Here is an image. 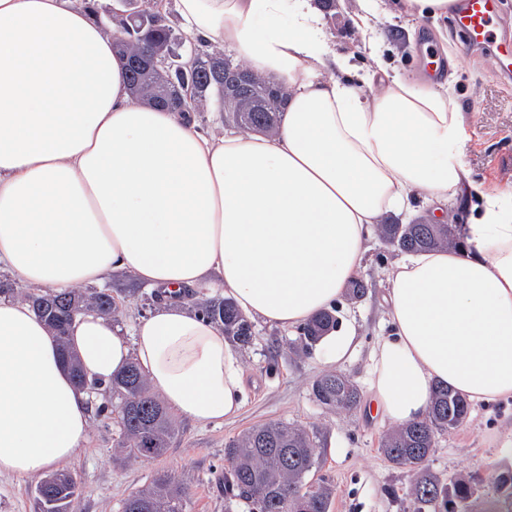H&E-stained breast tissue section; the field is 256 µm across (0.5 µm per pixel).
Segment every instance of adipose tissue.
<instances>
[{"instance_id": "ef3b65f1", "label": "adipose tissue", "mask_w": 512, "mask_h": 512, "mask_svg": "<svg viewBox=\"0 0 512 512\" xmlns=\"http://www.w3.org/2000/svg\"><path fill=\"white\" fill-rule=\"evenodd\" d=\"M165 2L194 39L287 85L274 134L205 135L194 113L133 100L111 32L73 0H0V269L54 292L127 271L161 295L128 330L74 319L84 373L107 382L133 363L177 414L232 418L241 357L186 293L221 292L290 331L341 299L385 216L463 201L461 246L386 272L391 331L368 393L398 426L427 417L439 382L511 399L512 191L473 183L456 99L403 77L373 35L386 13L445 15L455 0H359L366 67L331 45L317 0ZM91 413L47 324L0 298V474L71 462Z\"/></svg>"}]
</instances>
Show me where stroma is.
<instances>
[{"instance_id":"1","label":"stroma","mask_w":512,"mask_h":512,"mask_svg":"<svg viewBox=\"0 0 512 512\" xmlns=\"http://www.w3.org/2000/svg\"><path fill=\"white\" fill-rule=\"evenodd\" d=\"M322 9L337 50L361 55L362 42L353 16L358 0H323ZM377 35L392 61L408 79L420 78L415 47L429 40L443 49L449 68L439 81L466 115L465 161L474 179L489 190L512 188V76L503 77L489 51L466 47L451 17L402 14L381 18ZM394 248L373 238L360 275L369 283L359 299L336 303L340 327L356 331L354 353L336 364L324 362L320 350L302 353L297 332L256 323L252 345L242 348L245 403L238 416L216 425H196L176 417L177 431L157 459L129 462L114 446L118 428L93 418L88 448L70 466L82 486L77 512H119L122 501L165 471L188 489L186 512H248L245 502L226 504L221 478L224 443L252 427L287 422L317 432L322 442L320 466L307 483L327 481L334 489L331 512H414L411 478L380 450L388 424L371 419L364 409L326 408L312 396V384L336 371L364 386L370 353L387 333L383 302L385 272L396 257ZM443 480L464 475L477 483L474 512L494 497L492 474L512 470V399L475 405L461 427L442 433L429 462ZM36 479L0 475V512H35Z\"/></svg>"}]
</instances>
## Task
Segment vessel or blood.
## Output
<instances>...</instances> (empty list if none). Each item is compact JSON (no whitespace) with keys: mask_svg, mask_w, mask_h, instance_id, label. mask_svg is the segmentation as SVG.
Here are the masks:
<instances>
[{"mask_svg":"<svg viewBox=\"0 0 512 512\" xmlns=\"http://www.w3.org/2000/svg\"><path fill=\"white\" fill-rule=\"evenodd\" d=\"M502 17L498 0H459L454 16L455 25L472 49H487L503 72L512 71V40L501 38ZM420 66L425 74L438 77L446 67V60L430 42L417 48Z\"/></svg>","mask_w":512,"mask_h":512,"instance_id":"obj_1","label":"vessel or blood"}]
</instances>
